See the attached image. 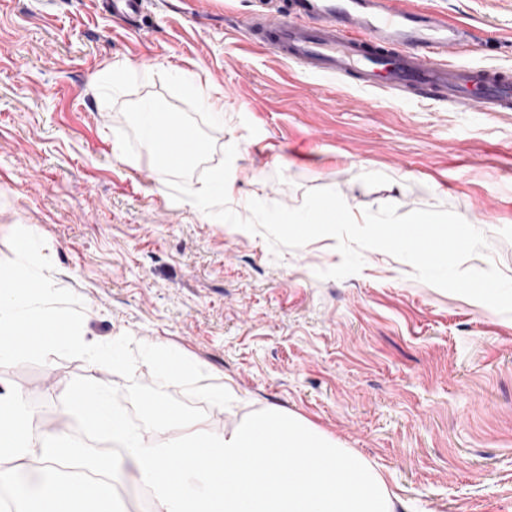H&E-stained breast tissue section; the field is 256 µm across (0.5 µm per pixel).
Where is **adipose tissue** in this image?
Here are the masks:
<instances>
[{
  "mask_svg": "<svg viewBox=\"0 0 512 512\" xmlns=\"http://www.w3.org/2000/svg\"><path fill=\"white\" fill-rule=\"evenodd\" d=\"M70 407L93 432L122 443L126 463L154 495L155 512H396L400 499L363 457L299 416L271 406L221 432L177 407L149 402L165 446L134 431L109 395L77 387ZM20 395L0 393V490L19 512H116L111 457L89 462L91 479L50 478L58 440L35 441ZM37 457L47 479L14 489L11 464Z\"/></svg>",
  "mask_w": 512,
  "mask_h": 512,
  "instance_id": "ef3b65f1",
  "label": "adipose tissue"
}]
</instances>
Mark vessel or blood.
I'll list each match as a JSON object with an SVG mask.
<instances>
[{
  "label": "vessel or blood",
  "instance_id": "obj_1",
  "mask_svg": "<svg viewBox=\"0 0 512 512\" xmlns=\"http://www.w3.org/2000/svg\"><path fill=\"white\" fill-rule=\"evenodd\" d=\"M113 15H145L151 0H103ZM247 38L274 56L364 88L412 92L458 110L512 112V72L452 64L466 28L411 0H272L246 18Z\"/></svg>",
  "mask_w": 512,
  "mask_h": 512
}]
</instances>
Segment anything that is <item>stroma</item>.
Masks as SVG:
<instances>
[{
  "instance_id": "stroma-1",
  "label": "stroma",
  "mask_w": 512,
  "mask_h": 512,
  "mask_svg": "<svg viewBox=\"0 0 512 512\" xmlns=\"http://www.w3.org/2000/svg\"><path fill=\"white\" fill-rule=\"evenodd\" d=\"M473 35L457 64L512 70V0H414ZM255 0H181L130 24L96 0H0V260L9 234L45 241L50 276L84 302L82 335L162 343L225 386L231 428L274 405L360 454L409 512H512V317L414 278L408 263L364 251L342 280L324 237L272 254L264 236L174 201L165 177L120 152V108L165 95L161 73L194 75L222 98L213 137L237 154L229 205L299 206L339 191L354 213L444 207L483 231L512 276V112L456 111L306 72L239 29ZM124 84L104 87L108 70ZM77 377L125 388L80 359L0 367L39 424L67 418Z\"/></svg>"
}]
</instances>
